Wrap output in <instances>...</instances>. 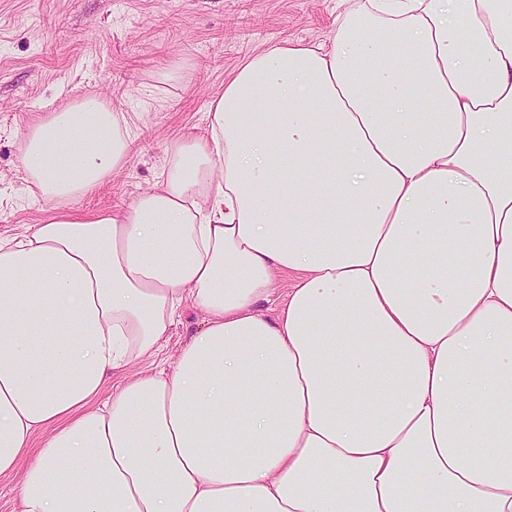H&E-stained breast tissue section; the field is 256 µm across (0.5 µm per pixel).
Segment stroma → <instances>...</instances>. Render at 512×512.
<instances>
[{"label":"stroma","instance_id":"obj_1","mask_svg":"<svg viewBox=\"0 0 512 512\" xmlns=\"http://www.w3.org/2000/svg\"><path fill=\"white\" fill-rule=\"evenodd\" d=\"M355 0H0V239L57 213L22 169L27 127L95 95L127 126L126 164L70 207L96 214L133 203L159 181L167 148L202 136L206 112L248 59L282 41L326 44ZM204 315L183 304L157 356L118 380L174 363Z\"/></svg>","mask_w":512,"mask_h":512}]
</instances>
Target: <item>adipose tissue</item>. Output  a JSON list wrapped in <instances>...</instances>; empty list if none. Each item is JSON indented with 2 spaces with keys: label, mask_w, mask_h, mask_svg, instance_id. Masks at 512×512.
Here are the masks:
<instances>
[{
  "label": "adipose tissue",
  "mask_w": 512,
  "mask_h": 512,
  "mask_svg": "<svg viewBox=\"0 0 512 512\" xmlns=\"http://www.w3.org/2000/svg\"><path fill=\"white\" fill-rule=\"evenodd\" d=\"M207 121L130 206L0 239L19 512H512V0H360ZM128 155L96 97L22 138L50 202ZM176 322L169 329L168 335L163 341L160 352L151 359L138 360L118 373L112 383L117 384L128 377L141 373L153 372L157 366L169 367L175 362L182 347L191 339L194 333L202 327L204 314L191 307L190 303H183L178 310Z\"/></svg>",
  "instance_id": "1"
}]
</instances>
